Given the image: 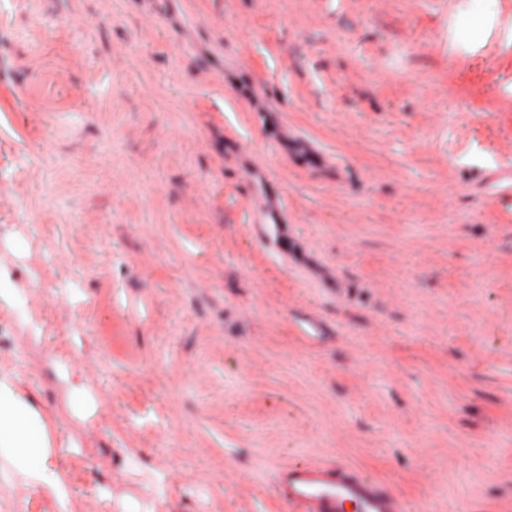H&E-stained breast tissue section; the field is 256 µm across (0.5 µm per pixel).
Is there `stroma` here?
I'll return each instance as SVG.
<instances>
[{
    "instance_id": "1",
    "label": "stroma",
    "mask_w": 512,
    "mask_h": 512,
    "mask_svg": "<svg viewBox=\"0 0 512 512\" xmlns=\"http://www.w3.org/2000/svg\"><path fill=\"white\" fill-rule=\"evenodd\" d=\"M510 14L0 0V265L30 296L0 367L76 512H290L277 472L310 463L512 512ZM245 165L274 168L281 235ZM241 181L250 188L252 193V210L257 224H285V213L268 204V196L273 182V175L269 169H259L252 166L240 170ZM261 188L258 189L257 186Z\"/></svg>"
}]
</instances>
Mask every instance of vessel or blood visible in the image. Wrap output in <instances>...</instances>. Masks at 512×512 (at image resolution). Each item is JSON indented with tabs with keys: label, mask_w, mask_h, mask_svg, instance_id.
Masks as SVG:
<instances>
[{
	"label": "vessel or blood",
	"mask_w": 512,
	"mask_h": 512,
	"mask_svg": "<svg viewBox=\"0 0 512 512\" xmlns=\"http://www.w3.org/2000/svg\"><path fill=\"white\" fill-rule=\"evenodd\" d=\"M240 179L252 190L256 223H286L285 213L268 203L270 170L247 166ZM279 494L292 512H408L402 497L352 467L334 472L319 464L287 467L280 473Z\"/></svg>",
	"instance_id": "b4317fda"
}]
</instances>
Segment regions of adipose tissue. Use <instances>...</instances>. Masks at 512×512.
Here are the masks:
<instances>
[{
	"instance_id": "obj_1",
	"label": "adipose tissue",
	"mask_w": 512,
	"mask_h": 512,
	"mask_svg": "<svg viewBox=\"0 0 512 512\" xmlns=\"http://www.w3.org/2000/svg\"><path fill=\"white\" fill-rule=\"evenodd\" d=\"M57 446L34 397L20 391L15 372L0 368V489L37 488L49 512H75L63 472L50 464Z\"/></svg>"
}]
</instances>
